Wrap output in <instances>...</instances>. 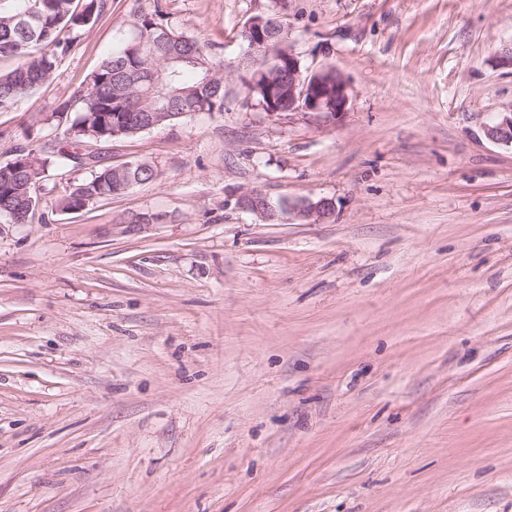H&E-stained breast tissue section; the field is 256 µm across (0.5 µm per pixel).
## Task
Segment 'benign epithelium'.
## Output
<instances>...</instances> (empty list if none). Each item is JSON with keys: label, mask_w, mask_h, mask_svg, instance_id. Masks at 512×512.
I'll return each instance as SVG.
<instances>
[{"label": "benign epithelium", "mask_w": 512, "mask_h": 512, "mask_svg": "<svg viewBox=\"0 0 512 512\" xmlns=\"http://www.w3.org/2000/svg\"><path fill=\"white\" fill-rule=\"evenodd\" d=\"M283 54L288 56V109L304 107L329 118L344 113L349 101L348 84L339 72L326 69L304 78L296 56L288 49L283 50ZM482 130L489 141L512 147V111L501 112L489 119L483 123ZM236 206L258 214L270 223L293 216L308 224H319L330 219L333 211L332 203L325 199L287 198L277 207L257 188L238 196Z\"/></svg>", "instance_id": "obj_1"}]
</instances>
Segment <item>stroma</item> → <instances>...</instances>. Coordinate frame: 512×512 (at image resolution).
<instances>
[{
    "instance_id": "obj_1",
    "label": "stroma",
    "mask_w": 512,
    "mask_h": 512,
    "mask_svg": "<svg viewBox=\"0 0 512 512\" xmlns=\"http://www.w3.org/2000/svg\"><path fill=\"white\" fill-rule=\"evenodd\" d=\"M224 62V109L116 140L156 177L0 219V512H512V0H106L0 112V165L63 136L139 10ZM278 13L344 115L270 113L247 20ZM331 200L323 224L236 206ZM161 224L127 232L141 214ZM484 136L491 142L512 148V110L500 112L483 123Z\"/></svg>"
}]
</instances>
